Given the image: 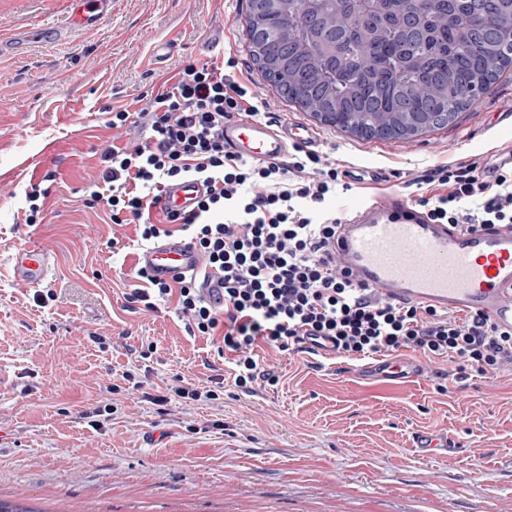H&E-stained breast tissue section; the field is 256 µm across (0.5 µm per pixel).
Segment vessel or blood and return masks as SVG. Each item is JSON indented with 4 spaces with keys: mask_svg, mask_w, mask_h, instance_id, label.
<instances>
[{
    "mask_svg": "<svg viewBox=\"0 0 512 512\" xmlns=\"http://www.w3.org/2000/svg\"><path fill=\"white\" fill-rule=\"evenodd\" d=\"M69 24L92 29L108 13L112 0H69ZM319 143L318 131L288 121H224V148L248 158L285 159L292 146ZM204 191L201 183L185 179L168 185L161 203L184 212L193 208ZM337 264L360 283L375 289L388 301L420 303L443 311L482 313L498 328L512 333V226L498 224L481 231H466L449 224L430 223L426 215L404 197L382 202H353L339 228L334 248ZM139 264L160 279L173 272L199 271L201 261L194 246L174 237L138 252ZM55 264L53 254L35 246L17 249L10 257L13 277L38 285ZM369 372L388 379L412 378L421 371L418 362L404 366L380 362ZM417 448L447 453L459 441L427 433L413 436Z\"/></svg>",
    "mask_w": 512,
    "mask_h": 512,
    "instance_id": "1",
    "label": "vessel or blood"
}]
</instances>
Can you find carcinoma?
Returning <instances> with one entry per match:
<instances>
[{"label":"carcinoma","mask_w":512,"mask_h":512,"mask_svg":"<svg viewBox=\"0 0 512 512\" xmlns=\"http://www.w3.org/2000/svg\"><path fill=\"white\" fill-rule=\"evenodd\" d=\"M463 2L462 22L436 0H374L372 36L366 37V22L345 0H323L316 20L321 41L305 55L289 53L288 42L305 37L307 27L288 29L271 53L256 30L280 29L279 16L258 19L249 12L247 42L264 78L288 102L320 120L334 100L339 116L326 124L362 139L352 126L354 113L370 128L396 123L402 112H459L475 101L473 84L512 76V0ZM389 11L420 16L421 35L406 38L386 22ZM287 85L316 91L302 103Z\"/></svg>","instance_id":"1"}]
</instances>
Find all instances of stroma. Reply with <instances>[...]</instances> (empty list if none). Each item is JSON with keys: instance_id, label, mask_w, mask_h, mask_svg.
<instances>
[{"instance_id": "obj_1", "label": "stroma", "mask_w": 512, "mask_h": 512, "mask_svg": "<svg viewBox=\"0 0 512 512\" xmlns=\"http://www.w3.org/2000/svg\"><path fill=\"white\" fill-rule=\"evenodd\" d=\"M246 10L247 0H112L98 27L70 30L69 0H0V265L30 243L57 258L39 286L0 274V497H25L35 512H512V374L447 384L443 364L426 361L419 377L373 380L355 360L263 349L279 382L244 393L217 342L186 335L174 302L129 304L135 227L87 205L102 154L129 139L112 111L137 110V97L213 47L276 118L315 124L320 156L372 171L337 189L335 211L350 199L415 200L425 171L470 159L492 168L512 143V80L411 140L314 122L253 62ZM48 24L59 39L33 41ZM169 39L174 53L156 64L154 45ZM35 190L45 205L30 225ZM218 376L215 399L162 409L132 388ZM418 431L462 446L425 454Z\"/></svg>"}]
</instances>
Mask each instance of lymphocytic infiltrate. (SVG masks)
<instances>
[{
	"label": "lymphocytic infiltrate",
	"instance_id": "obj_1",
	"mask_svg": "<svg viewBox=\"0 0 512 512\" xmlns=\"http://www.w3.org/2000/svg\"><path fill=\"white\" fill-rule=\"evenodd\" d=\"M265 107L214 59L187 65L138 114L113 112V126L141 127L148 135L103 155L105 189L93 191L92 202H105L113 224L132 218L141 245L188 238L204 270L224 287L217 306L203 297L196 277L177 273L161 280L141 267L131 300L149 310L175 301L188 335L221 337L217 354L232 364L235 385L246 390L258 381H279L260 367L256 350L263 346L280 354L325 349L347 359L409 351L452 363V381L469 371L511 372L512 334L500 332L486 315L456 317L386 301L337 265L330 246L340 220L320 209L336 191L335 164L300 146L277 162L225 151V119H261ZM187 176L206 186L196 208L153 217L164 186ZM421 181L445 188L417 200L430 223L512 225L511 166L489 177L478 161H461L436 167Z\"/></svg>",
	"mask_w": 512,
	"mask_h": 512
}]
</instances>
